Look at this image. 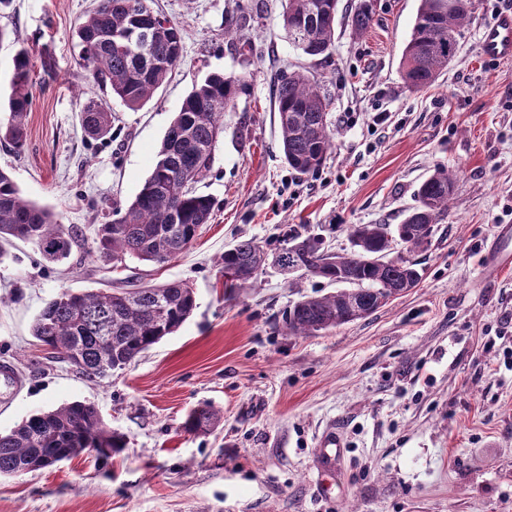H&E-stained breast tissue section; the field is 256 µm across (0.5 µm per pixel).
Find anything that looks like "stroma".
Instances as JSON below:
<instances>
[{"instance_id":"obj_1","label":"stroma","mask_w":512,"mask_h":512,"mask_svg":"<svg viewBox=\"0 0 512 512\" xmlns=\"http://www.w3.org/2000/svg\"><path fill=\"white\" fill-rule=\"evenodd\" d=\"M225 36L236 0H154L186 31L183 58L138 110L88 79L73 34L93 0H9L0 6V120L18 45L48 53L35 70L21 151L0 168L22 195L78 233L68 259L46 262L16 240L0 259V432L73 401L94 404L125 435L124 452H87L0 477V512H512V271L490 272L499 225H512V62L480 56L484 25L512 0H474L460 49L435 83L406 87L401 55L420 0H373L354 35L337 17L330 61L309 58L282 30L286 0H251ZM303 69L324 85L335 145L318 170L285 162L273 86ZM219 72L247 86L224 115L211 172L209 224L164 264L100 258L94 227L132 200L195 81ZM110 99V139L89 138L80 105ZM457 174L447 214L412 252L421 280L368 317L309 335L284 317L326 280L259 271L247 294L225 297L218 261L241 239L274 255L288 236L350 250L358 224H398L435 167ZM186 281L197 307L174 334L106 378L52 359L32 335L47 303L72 292ZM219 424L183 429L195 408ZM345 448L325 467L330 428Z\"/></svg>"}]
</instances>
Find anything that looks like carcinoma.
Segmentation results:
<instances>
[{
  "label": "carcinoma",
  "instance_id": "carcinoma-1",
  "mask_svg": "<svg viewBox=\"0 0 512 512\" xmlns=\"http://www.w3.org/2000/svg\"><path fill=\"white\" fill-rule=\"evenodd\" d=\"M328 0H287L283 26L302 54L330 59L336 18L321 5ZM420 0L401 57L402 78L411 89L433 84L456 56L473 0ZM150 0H97L75 30L78 65L127 108L143 106L179 65L185 30L160 16L146 33V46L137 45V18ZM353 32L363 33L372 20V7L360 0L350 8ZM52 69L22 45L14 55L9 118L0 125V142L15 151L25 141V120L32 96L31 74L36 65ZM246 86L241 76L210 73L193 84L165 133L150 175L125 207L112 209V219L94 228L100 256L114 264L128 256L165 263L178 258L210 223L214 200L197 189L211 171L217 144L224 133V112L235 107ZM281 150L288 165L301 174L316 171L333 146L327 122L330 100L319 83L302 71L281 77L275 89ZM81 126L94 140L112 137V107L102 100L81 104ZM456 174L436 168L418 189V204L400 224H359L350 231L353 250L332 253L322 238L291 237L289 263L331 283L340 277L350 288L306 297L286 313L290 335H308L348 322L351 310L371 315L380 308L384 287L414 286L421 278L416 263L391 257L393 243L409 251L429 242L435 224L448 212ZM22 239L48 262L71 255L76 231L61 224L57 214L25 200L11 173L0 169V239ZM268 253L253 239H243L224 251V293L239 294L267 264ZM196 296L184 282L159 286L115 288L96 292L63 291L37 317L32 335L82 374L105 377L130 365L144 351L175 333L193 314ZM210 406L190 412L187 432H206L219 422ZM127 448L126 437L108 427L96 407L83 401L34 414L0 434V476L17 475L53 466L87 451L108 459Z\"/></svg>",
  "mask_w": 512,
  "mask_h": 512
}]
</instances>
